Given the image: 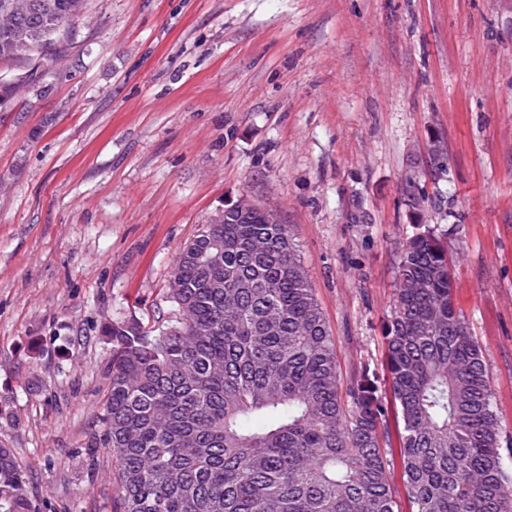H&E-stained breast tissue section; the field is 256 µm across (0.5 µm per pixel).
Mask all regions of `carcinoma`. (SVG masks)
<instances>
[{
	"instance_id": "1",
	"label": "carcinoma",
	"mask_w": 512,
	"mask_h": 512,
	"mask_svg": "<svg viewBox=\"0 0 512 512\" xmlns=\"http://www.w3.org/2000/svg\"><path fill=\"white\" fill-rule=\"evenodd\" d=\"M0 29V62L53 46L87 0H32ZM175 317L105 326L110 384L85 442L115 461L118 512H400L369 370L339 389L336 352L285 224L255 210L204 224L173 267ZM448 250L430 230L399 255L385 339L410 512H512L480 346L457 311ZM260 416L266 425L255 429ZM0 512H36L0 447Z\"/></svg>"
}]
</instances>
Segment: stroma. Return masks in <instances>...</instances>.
I'll return each mask as SVG.
<instances>
[{
	"instance_id": "obj_1",
	"label": "stroma",
	"mask_w": 512,
	"mask_h": 512,
	"mask_svg": "<svg viewBox=\"0 0 512 512\" xmlns=\"http://www.w3.org/2000/svg\"><path fill=\"white\" fill-rule=\"evenodd\" d=\"M0 82V445L40 512H111L101 328L168 316L242 197L287 224L344 388L386 376L403 245L447 242L512 479V0H88Z\"/></svg>"
}]
</instances>
